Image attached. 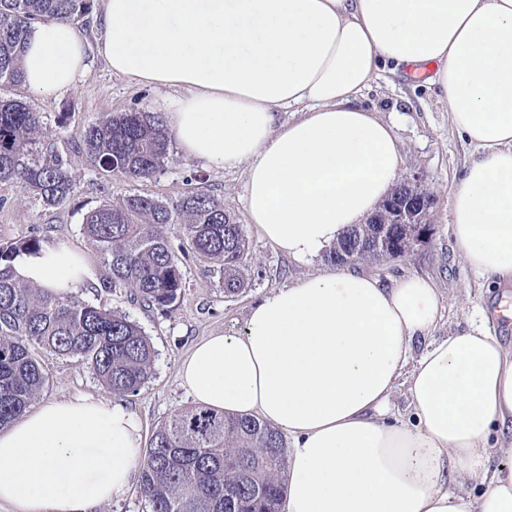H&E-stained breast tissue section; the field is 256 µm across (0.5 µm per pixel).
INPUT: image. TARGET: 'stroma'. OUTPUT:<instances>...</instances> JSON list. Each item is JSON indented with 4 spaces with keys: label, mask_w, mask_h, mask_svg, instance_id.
Instances as JSON below:
<instances>
[{
    "label": "stroma",
    "mask_w": 512,
    "mask_h": 512,
    "mask_svg": "<svg viewBox=\"0 0 512 512\" xmlns=\"http://www.w3.org/2000/svg\"><path fill=\"white\" fill-rule=\"evenodd\" d=\"M173 96V91L112 74L96 55L91 56L76 90L51 99L41 98L24 87L0 85L1 98L23 99L34 111L44 114L53 147L67 159L75 181L73 196L58 208L48 209L34 197L13 194L6 208L0 209V241L35 234L43 244H66L85 254L89 262H96L82 231L84 216L106 201L137 190L169 200L193 188L210 190L223 198L225 209L243 226L249 241V285L236 296H225L218 273L199 260L184 267L181 299L168 310L143 307L121 290L102 293L96 282L79 293L82 300L129 315L151 339L155 348L152 375L137 395L125 401L140 419L142 438L146 441L173 411L193 404L178 384L177 370L194 343L215 332L242 329L250 310L264 294L317 274L327 266L322 257L308 264L292 261L261 239L247 216L243 169L226 170L189 161L173 147L156 177L138 185L91 168L69 129L58 125L62 119L71 125H86L106 112L164 113ZM354 103L375 112L392 126L399 142L400 177H419L434 198L428 215L431 233L427 243L415 246L402 259L368 261L355 266L356 271L374 276L386 287L417 276L429 279L439 288L440 320L431 334L416 336L411 341V360H418L431 341L484 323L493 327L504 343L512 345V325L504 324L495 313L499 289L490 286L488 280L466 264L454 239L453 188L473 149L451 127L429 73L381 72L370 89L355 97ZM37 357L50 377L42 400L87 395L114 402L111 391L86 368L43 349L38 350Z\"/></svg>",
    "instance_id": "stroma-1"
}]
</instances>
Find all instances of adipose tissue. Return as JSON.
Here are the masks:
<instances>
[{
    "mask_svg": "<svg viewBox=\"0 0 512 512\" xmlns=\"http://www.w3.org/2000/svg\"><path fill=\"white\" fill-rule=\"evenodd\" d=\"M97 50L113 73L177 91L166 124L189 159L245 168L251 224L307 263L362 223L398 180L392 127L354 105L383 66L435 67L451 126L475 149L453 193L469 267L512 281V0H102ZM72 23L33 24L21 68L43 98L88 68ZM297 116L277 123L282 109ZM60 297L95 279L51 244L14 261ZM425 278L387 288L328 269L267 293L239 332L193 345L181 387L199 405L266 421L291 439L286 512H512V350L488 327L409 343L440 319ZM406 379L412 424L388 418ZM125 405L45 401L0 428V507L96 512L122 499L140 459ZM481 487L472 494L469 483Z\"/></svg>",
    "mask_w": 512,
    "mask_h": 512,
    "instance_id": "1",
    "label": "adipose tissue"
}]
</instances>
